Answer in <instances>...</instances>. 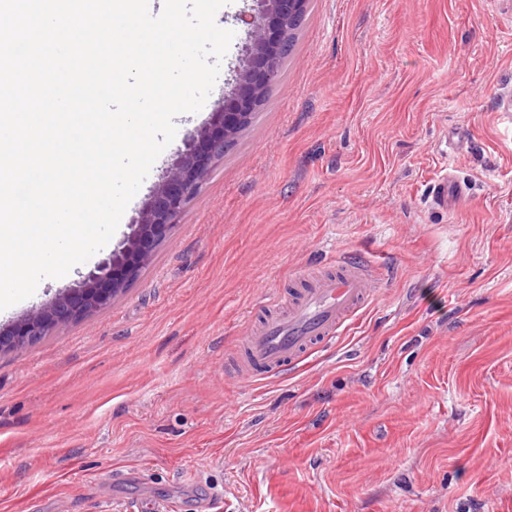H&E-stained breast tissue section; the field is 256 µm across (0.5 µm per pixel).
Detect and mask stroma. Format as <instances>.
Listing matches in <instances>:
<instances>
[{"instance_id": "obj_1", "label": "stroma", "mask_w": 512, "mask_h": 512, "mask_svg": "<svg viewBox=\"0 0 512 512\" xmlns=\"http://www.w3.org/2000/svg\"><path fill=\"white\" fill-rule=\"evenodd\" d=\"M253 4L216 14L235 33L219 77L106 252L221 101ZM507 95L512 0H309L268 102L141 276L0 354V512H512ZM445 177L467 193L440 208ZM339 253L383 268L356 322L294 368L240 373L266 299Z\"/></svg>"}]
</instances>
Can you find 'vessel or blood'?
Masks as SVG:
<instances>
[{
  "label": "vessel or blood",
  "instance_id": "1",
  "mask_svg": "<svg viewBox=\"0 0 512 512\" xmlns=\"http://www.w3.org/2000/svg\"><path fill=\"white\" fill-rule=\"evenodd\" d=\"M435 206L463 200L461 186L441 179L433 186ZM378 267L366 259L340 255L336 271L297 290L287 311L250 331L244 348L254 373L272 375L296 366L317 345L338 336L370 301Z\"/></svg>",
  "mask_w": 512,
  "mask_h": 512
}]
</instances>
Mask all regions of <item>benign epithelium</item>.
Instances as JSON below:
<instances>
[{
  "label": "benign epithelium",
  "mask_w": 512,
  "mask_h": 512,
  "mask_svg": "<svg viewBox=\"0 0 512 512\" xmlns=\"http://www.w3.org/2000/svg\"><path fill=\"white\" fill-rule=\"evenodd\" d=\"M304 3L305 0H256V8L248 14L247 43L230 90L209 121L183 139L175 160L134 218L133 231L123 246L49 303L1 327L0 351L39 336L48 327L109 305L138 276L157 243L200 190L212 163L233 146L239 129L258 107L261 91L276 80L288 35V18L300 13Z\"/></svg>",
  "instance_id": "obj_1"
}]
</instances>
